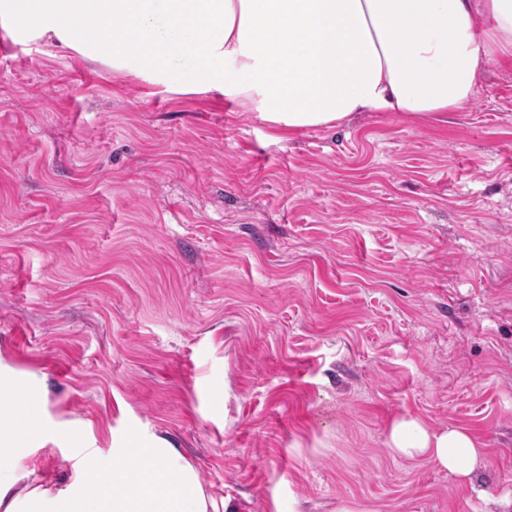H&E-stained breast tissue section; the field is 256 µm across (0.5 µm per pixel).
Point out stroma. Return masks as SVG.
Wrapping results in <instances>:
<instances>
[{
  "label": "stroma",
  "mask_w": 512,
  "mask_h": 512,
  "mask_svg": "<svg viewBox=\"0 0 512 512\" xmlns=\"http://www.w3.org/2000/svg\"><path fill=\"white\" fill-rule=\"evenodd\" d=\"M2 36L0 386L56 437L28 469L69 482V449L136 426L193 463L208 512H491L512 489V61L441 119L277 134ZM403 415L480 437V493L391 453Z\"/></svg>",
  "instance_id": "stroma-1"
}]
</instances>
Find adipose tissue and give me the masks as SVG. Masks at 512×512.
Wrapping results in <instances>:
<instances>
[{
	"mask_svg": "<svg viewBox=\"0 0 512 512\" xmlns=\"http://www.w3.org/2000/svg\"><path fill=\"white\" fill-rule=\"evenodd\" d=\"M32 40L92 58L177 95L217 93L273 128L332 127L356 112L427 121L477 93L487 63L512 56V0H0ZM98 36L78 34L85 18ZM0 512H208L196 468L165 440L131 430L123 446L80 448L65 486L17 492L30 452L10 436ZM390 450L473 487L483 443L468 429L395 418Z\"/></svg>",
	"mask_w": 512,
	"mask_h": 512,
	"instance_id": "1",
	"label": "adipose tissue"
}]
</instances>
